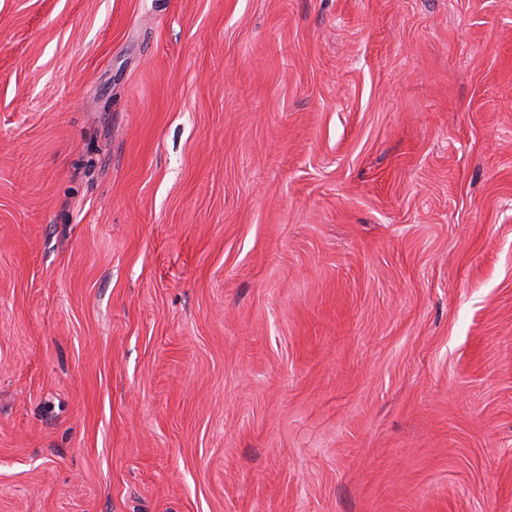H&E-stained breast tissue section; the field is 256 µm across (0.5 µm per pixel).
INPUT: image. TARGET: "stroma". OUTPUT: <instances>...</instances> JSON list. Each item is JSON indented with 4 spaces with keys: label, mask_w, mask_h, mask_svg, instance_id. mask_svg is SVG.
<instances>
[{
    "label": "stroma",
    "mask_w": 512,
    "mask_h": 512,
    "mask_svg": "<svg viewBox=\"0 0 512 512\" xmlns=\"http://www.w3.org/2000/svg\"><path fill=\"white\" fill-rule=\"evenodd\" d=\"M0 512H512V0H0Z\"/></svg>",
    "instance_id": "stroma-1"
}]
</instances>
